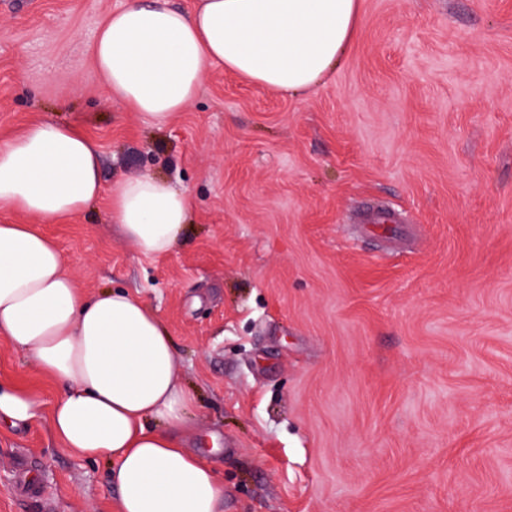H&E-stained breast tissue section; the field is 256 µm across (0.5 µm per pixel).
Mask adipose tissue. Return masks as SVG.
<instances>
[{
  "label": "adipose tissue",
  "mask_w": 512,
  "mask_h": 512,
  "mask_svg": "<svg viewBox=\"0 0 512 512\" xmlns=\"http://www.w3.org/2000/svg\"><path fill=\"white\" fill-rule=\"evenodd\" d=\"M359 0H127L92 51L109 96L165 122L197 96L214 67L297 95L323 82L358 33ZM101 194L99 152L78 126L39 120L0 142V337L60 388L51 429L71 455L115 462L117 512H224V486L189 449L193 398L165 322L115 288L86 298L71 260L40 229ZM189 191L153 175L119 179L112 220L142 256L172 252L192 214ZM30 389L0 383V424L37 419Z\"/></svg>",
  "instance_id": "adipose-tissue-1"
}]
</instances>
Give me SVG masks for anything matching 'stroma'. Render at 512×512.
I'll return each mask as SVG.
<instances>
[{"instance_id": "obj_1", "label": "stroma", "mask_w": 512, "mask_h": 512, "mask_svg": "<svg viewBox=\"0 0 512 512\" xmlns=\"http://www.w3.org/2000/svg\"><path fill=\"white\" fill-rule=\"evenodd\" d=\"M124 0H0V138L82 128L104 189L195 199L146 258L103 196L43 231L86 296L168 326L224 512H512V0H360L336 72L287 96L214 69L157 123L92 56ZM392 208L391 234L367 206ZM0 379L58 389L0 338ZM111 465L48 415L0 426V512H115Z\"/></svg>"}]
</instances>
